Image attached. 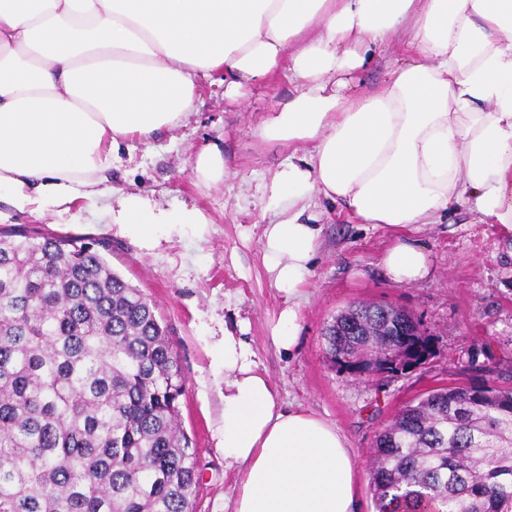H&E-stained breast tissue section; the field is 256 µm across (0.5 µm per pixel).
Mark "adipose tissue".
Listing matches in <instances>:
<instances>
[{
    "label": "adipose tissue",
    "mask_w": 512,
    "mask_h": 512,
    "mask_svg": "<svg viewBox=\"0 0 512 512\" xmlns=\"http://www.w3.org/2000/svg\"><path fill=\"white\" fill-rule=\"evenodd\" d=\"M396 38L385 87L348 94L347 75ZM216 70L229 96L283 70L301 87L260 131L289 155L261 184L278 351L298 342L318 199L392 232L381 264L401 284L430 274L409 228L454 206L512 239V0H0V197L37 215L98 195L121 141L176 128ZM112 220L145 247L208 222L136 193ZM214 362L232 512H360V463L336 425L286 406L234 328Z\"/></svg>",
    "instance_id": "1"
}]
</instances>
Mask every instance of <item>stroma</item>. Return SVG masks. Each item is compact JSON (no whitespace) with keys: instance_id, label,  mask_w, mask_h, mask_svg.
Instances as JSON below:
<instances>
[{"instance_id":"1","label":"stroma","mask_w":512,"mask_h":512,"mask_svg":"<svg viewBox=\"0 0 512 512\" xmlns=\"http://www.w3.org/2000/svg\"><path fill=\"white\" fill-rule=\"evenodd\" d=\"M293 93V84L279 74L232 101L224 97L223 74H211L199 79L194 110L179 127L145 144L121 145L104 194L77 201L63 215L22 214L0 200L2 230L34 228L106 242L113 269L155 304L186 378L180 414L198 466L193 512H225L233 494L234 476L217 446L224 372L208 352L225 325L243 324L260 370L282 400L335 423L364 463L380 430L428 390L469 378L478 368L512 385V250L495 225L481 223L463 206L448 223L412 225L410 235L428 252L431 273L411 284L389 280L380 265L389 231L326 207L297 345L287 355L271 344L268 325L283 299L262 263L260 238L268 218L259 183L287 159L288 149L259 133ZM214 143L224 153L226 172L208 186L195 172V158ZM125 193L161 208L198 207L209 223L162 230L152 248L140 247L112 223V208ZM357 302L405 309L433 336L436 357L398 379H358L337 370L326 357L324 328Z\"/></svg>"}]
</instances>
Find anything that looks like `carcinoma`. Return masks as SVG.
I'll use <instances>...</instances> for the list:
<instances>
[{
	"instance_id": "1",
	"label": "carcinoma",
	"mask_w": 512,
	"mask_h": 512,
	"mask_svg": "<svg viewBox=\"0 0 512 512\" xmlns=\"http://www.w3.org/2000/svg\"><path fill=\"white\" fill-rule=\"evenodd\" d=\"M104 244L0 231V512H192L185 377L155 306ZM404 310L358 303L331 362L386 359ZM376 512H512V387L481 374L403 406L369 459Z\"/></svg>"
}]
</instances>
